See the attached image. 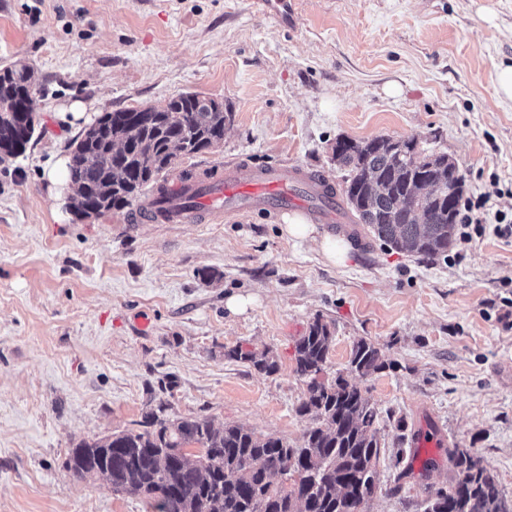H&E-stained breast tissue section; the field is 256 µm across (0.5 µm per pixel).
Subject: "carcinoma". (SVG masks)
Returning <instances> with one entry per match:
<instances>
[{
  "label": "carcinoma",
  "mask_w": 512,
  "mask_h": 512,
  "mask_svg": "<svg viewBox=\"0 0 512 512\" xmlns=\"http://www.w3.org/2000/svg\"><path fill=\"white\" fill-rule=\"evenodd\" d=\"M33 70L26 64L0 67V148L22 155L35 130L29 108ZM227 114L215 100L181 93L162 108L104 112L95 120L103 137L89 131L72 144L68 169L75 214L84 217L122 209L172 165L171 149L184 155L208 150L224 139ZM341 139L334 158L348 168L343 202L373 237L390 249L416 256L448 255L459 224L463 178L444 153H426L417 139ZM454 193H448V184ZM333 336L317 319L296 343V372L308 379L297 412L318 425L292 448L273 436L238 425L217 427L207 418L166 421L145 413L142 429L80 441L69 452L73 476L98 479L114 491L152 500L151 512H350L374 492L382 437L378 413L358 386L339 374L331 384L316 380L324 370ZM235 361L272 374L276 360L235 348ZM350 370L367 377L386 368L379 350L361 339ZM453 476L430 497L427 512H507L494 475L467 448L448 450ZM293 477L277 485L273 475Z\"/></svg>",
  "instance_id": "cac0c4a2"
}]
</instances>
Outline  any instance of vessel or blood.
Listing matches in <instances>:
<instances>
[{"mask_svg": "<svg viewBox=\"0 0 512 512\" xmlns=\"http://www.w3.org/2000/svg\"><path fill=\"white\" fill-rule=\"evenodd\" d=\"M156 208L169 224L220 218L240 210L273 214L298 210L322 224L345 221L320 177L300 175L290 166L257 170L242 164L220 165L202 180L169 184Z\"/></svg>", "mask_w": 512, "mask_h": 512, "instance_id": "vessel-or-blood-1", "label": "vessel or blood"}]
</instances>
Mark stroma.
Wrapping results in <instances>:
<instances>
[{
  "label": "stroma",
  "instance_id": "stroma-1",
  "mask_svg": "<svg viewBox=\"0 0 512 512\" xmlns=\"http://www.w3.org/2000/svg\"><path fill=\"white\" fill-rule=\"evenodd\" d=\"M254 0H0V66L35 70L36 132L0 160V512H146L142 498L66 467L84 439L135 428L164 405L302 445L315 427L295 344L333 335L319 379L348 374L359 340L386 369L348 374L385 442L365 512H425L450 478L448 450L481 457L512 504V0H292L280 25ZM195 92L230 112L219 147L177 156L169 180L231 162L297 163L342 188L337 138H417L453 158L482 226L447 258L389 250L356 225L330 263L283 234L287 214L164 224L132 205L81 219L43 172L69 157L90 117L160 108ZM202 269L214 271L206 282ZM240 296L246 305L230 310ZM269 352L266 374L228 358ZM438 435L434 453L413 447Z\"/></svg>",
  "mask_w": 512,
  "mask_h": 512
}]
</instances>
